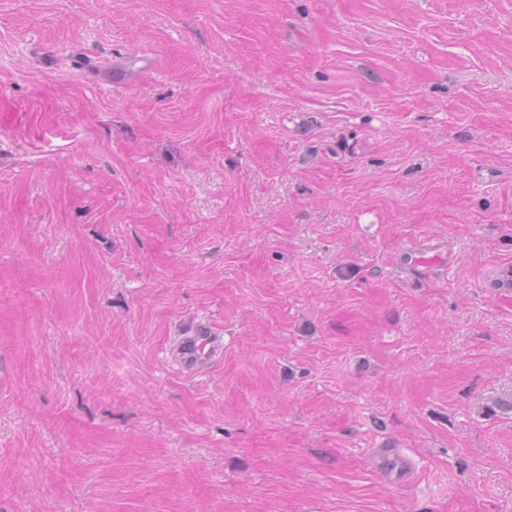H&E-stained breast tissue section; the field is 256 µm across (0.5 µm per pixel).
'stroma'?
<instances>
[{
    "instance_id": "35a3bbf8",
    "label": "stroma",
    "mask_w": 512,
    "mask_h": 512,
    "mask_svg": "<svg viewBox=\"0 0 512 512\" xmlns=\"http://www.w3.org/2000/svg\"><path fill=\"white\" fill-rule=\"evenodd\" d=\"M509 266L512 0H0V512H512ZM403 264L407 270L414 273H421L426 267L441 270L448 268L447 257L443 256L440 247L429 243H414L409 246L403 253ZM173 351L180 369L189 374L201 372L214 358L224 356V338L205 322L185 323L176 336Z\"/></svg>"
}]
</instances>
